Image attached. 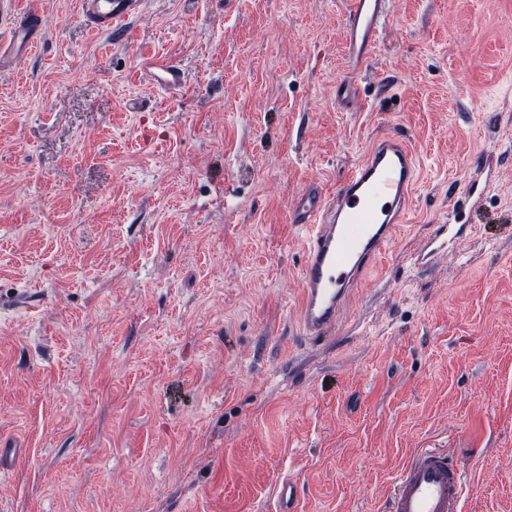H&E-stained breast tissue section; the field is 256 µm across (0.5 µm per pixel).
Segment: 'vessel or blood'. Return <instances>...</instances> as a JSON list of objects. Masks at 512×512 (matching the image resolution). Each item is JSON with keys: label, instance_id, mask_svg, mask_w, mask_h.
<instances>
[{"label": "vessel or blood", "instance_id": "vessel-or-blood-1", "mask_svg": "<svg viewBox=\"0 0 512 512\" xmlns=\"http://www.w3.org/2000/svg\"><path fill=\"white\" fill-rule=\"evenodd\" d=\"M141 0H82V17L98 33L115 31L139 7ZM394 15L393 0H348L343 14L344 48L348 57L366 63L382 31ZM39 14L20 13L13 26L0 34L14 59L30 54L42 36ZM146 74L159 89L184 85L180 65L171 59L151 64ZM421 172L407 135L387 132L370 145L364 159L325 191L308 184L292 208L294 223L305 230L301 268L299 327L302 336L320 339L336 328L341 311L359 281L375 268L412 211ZM492 183L487 166L476 165L467 190L437 225L435 248L455 246L462 215L477 207ZM464 478L461 467L446 450L416 451L402 468L384 512H463Z\"/></svg>", "mask_w": 512, "mask_h": 512}]
</instances>
